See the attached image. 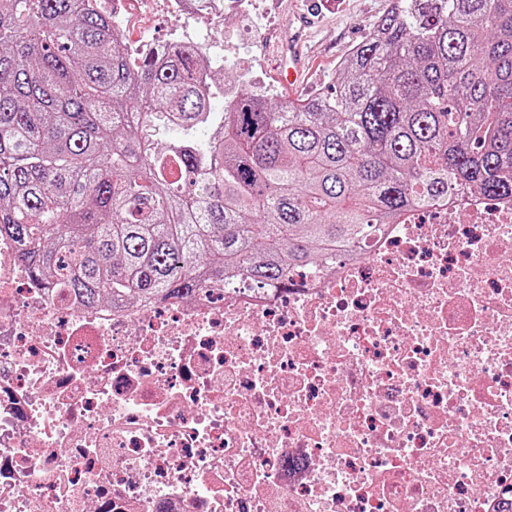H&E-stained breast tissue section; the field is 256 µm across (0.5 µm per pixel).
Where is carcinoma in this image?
Masks as SVG:
<instances>
[{
	"label": "carcinoma",
	"instance_id": "obj_1",
	"mask_svg": "<svg viewBox=\"0 0 512 512\" xmlns=\"http://www.w3.org/2000/svg\"><path fill=\"white\" fill-rule=\"evenodd\" d=\"M201 44L131 61L95 0H0V231L89 306L284 283L399 213L512 197V0H391L336 96L211 108Z\"/></svg>",
	"mask_w": 512,
	"mask_h": 512
}]
</instances>
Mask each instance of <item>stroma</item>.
Listing matches in <instances>:
<instances>
[{
    "instance_id": "35a3bbf8",
    "label": "stroma",
    "mask_w": 512,
    "mask_h": 512,
    "mask_svg": "<svg viewBox=\"0 0 512 512\" xmlns=\"http://www.w3.org/2000/svg\"><path fill=\"white\" fill-rule=\"evenodd\" d=\"M389 5L390 0H253V18L261 28L256 39L248 36L233 7L224 13L223 28L213 31L194 14L175 17L160 7L147 9L143 0H127L126 15L134 30L146 32L153 41L187 37L206 43L212 53H227L224 80L244 77L255 89L285 97L289 91L276 80L266 48L286 22L307 14L312 26L304 44L306 63L298 92L331 96L339 62Z\"/></svg>"
}]
</instances>
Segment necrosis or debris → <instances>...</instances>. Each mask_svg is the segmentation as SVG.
Masks as SVG:
<instances>
[{"instance_id": "obj_1", "label": "necrosis or debris", "mask_w": 512, "mask_h": 512, "mask_svg": "<svg viewBox=\"0 0 512 512\" xmlns=\"http://www.w3.org/2000/svg\"><path fill=\"white\" fill-rule=\"evenodd\" d=\"M0 512H512V200L147 306L0 233Z\"/></svg>"}]
</instances>
